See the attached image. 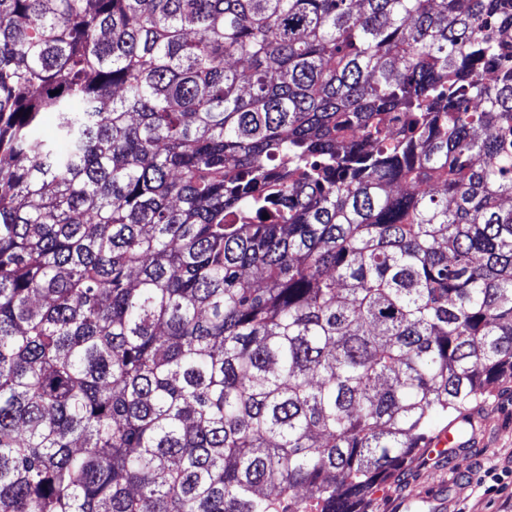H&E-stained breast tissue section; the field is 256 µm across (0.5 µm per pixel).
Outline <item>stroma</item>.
I'll list each match as a JSON object with an SVG mask.
<instances>
[{
  "mask_svg": "<svg viewBox=\"0 0 512 512\" xmlns=\"http://www.w3.org/2000/svg\"><path fill=\"white\" fill-rule=\"evenodd\" d=\"M474 428L480 447L440 461L419 451L367 502V512H394L407 497L409 512H512V379L491 389Z\"/></svg>",
  "mask_w": 512,
  "mask_h": 512,
  "instance_id": "35a3bbf8",
  "label": "stroma"
}]
</instances>
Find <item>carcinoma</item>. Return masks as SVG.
I'll return each instance as SVG.
<instances>
[{
  "label": "carcinoma",
  "mask_w": 512,
  "mask_h": 512,
  "mask_svg": "<svg viewBox=\"0 0 512 512\" xmlns=\"http://www.w3.org/2000/svg\"><path fill=\"white\" fill-rule=\"evenodd\" d=\"M506 376L512 0H0V512H362Z\"/></svg>",
  "instance_id": "obj_1"
}]
</instances>
